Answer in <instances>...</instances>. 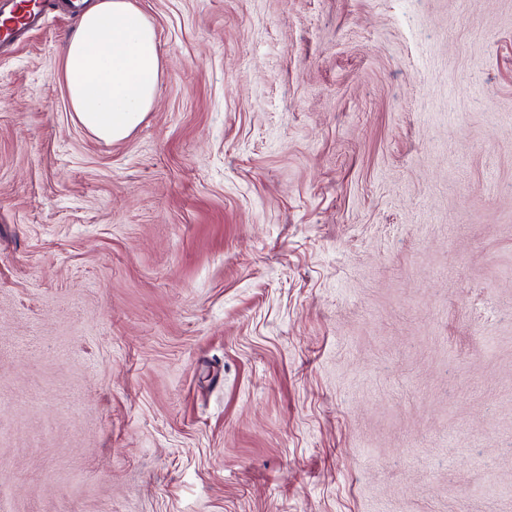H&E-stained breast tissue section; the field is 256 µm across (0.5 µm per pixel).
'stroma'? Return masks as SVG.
I'll return each instance as SVG.
<instances>
[{
	"label": "stroma",
	"instance_id": "stroma-1",
	"mask_svg": "<svg viewBox=\"0 0 512 512\" xmlns=\"http://www.w3.org/2000/svg\"><path fill=\"white\" fill-rule=\"evenodd\" d=\"M156 101L0 54V512H512V0H132Z\"/></svg>",
	"mask_w": 512,
	"mask_h": 512
}]
</instances>
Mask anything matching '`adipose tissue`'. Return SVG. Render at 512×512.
Returning <instances> with one entry per match:
<instances>
[{
    "mask_svg": "<svg viewBox=\"0 0 512 512\" xmlns=\"http://www.w3.org/2000/svg\"><path fill=\"white\" fill-rule=\"evenodd\" d=\"M156 31L131 0H90L69 36L64 81L75 121L99 139H126L156 98Z\"/></svg>",
    "mask_w": 512,
    "mask_h": 512,
    "instance_id": "adipose-tissue-1",
    "label": "adipose tissue"
}]
</instances>
